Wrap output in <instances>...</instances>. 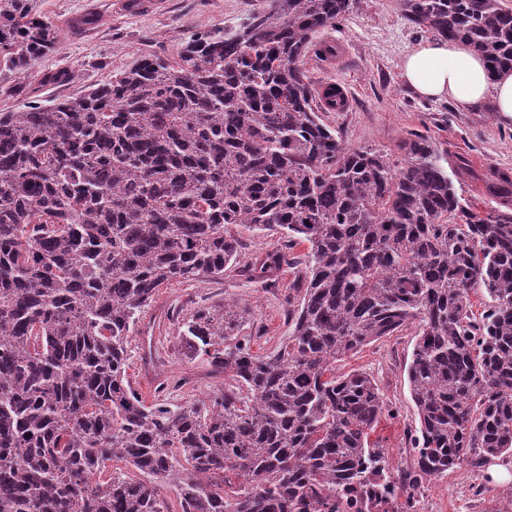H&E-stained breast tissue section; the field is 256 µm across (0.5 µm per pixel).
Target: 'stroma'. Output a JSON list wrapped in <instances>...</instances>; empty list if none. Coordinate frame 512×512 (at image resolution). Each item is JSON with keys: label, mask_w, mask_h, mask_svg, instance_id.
<instances>
[{"label": "stroma", "mask_w": 512, "mask_h": 512, "mask_svg": "<svg viewBox=\"0 0 512 512\" xmlns=\"http://www.w3.org/2000/svg\"><path fill=\"white\" fill-rule=\"evenodd\" d=\"M260 0H149L133 12L125 0H36L38 15L58 31L54 47L29 66L12 72L0 64V112L17 110L32 99L78 97L89 86L148 54L178 61L183 45L200 30L216 33L233 29ZM397 8V0H355L349 14L336 25L315 33L314 43L340 40L349 55L338 65L309 56L302 69L313 86L341 83L351 95L344 112H326L322 119L352 148H367L389 162L401 160V140L422 135L448 152L449 160L463 157L470 172L455 180L459 196L485 211L497 207L480 179L488 168L512 173V120L494 112H462L445 101L418 97L401 78V60L416 44L430 40ZM275 280L262 284L240 276L236 268L222 279L174 281L156 292L129 338L128 379L145 403L166 396L174 405L209 401L223 391V375L213 372L205 356L188 353L179 325L169 322L168 311L192 310L235 298L249 303L252 315L242 335L251 337L256 354L271 352L288 333L283 300L294 273L281 267ZM413 348L411 332L387 338L337 361V373L354 370L371 374L397 413L383 416L369 440L385 451L386 468L395 474L414 465L415 454L407 432L415 428V407L407 380ZM173 386L161 390L160 385ZM511 466L508 456H491L483 467L466 464L447 476L424 484L416 495V512H512V481L493 483L487 469ZM484 486L475 495V486Z\"/></svg>", "instance_id": "35a3bbf8"}]
</instances>
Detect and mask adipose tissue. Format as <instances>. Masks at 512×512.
<instances>
[{
    "mask_svg": "<svg viewBox=\"0 0 512 512\" xmlns=\"http://www.w3.org/2000/svg\"><path fill=\"white\" fill-rule=\"evenodd\" d=\"M401 75L421 97L446 100L469 112L492 104L512 118V70L489 73L484 58L460 41L428 40L404 57Z\"/></svg>",
    "mask_w": 512,
    "mask_h": 512,
    "instance_id": "1",
    "label": "adipose tissue"
}]
</instances>
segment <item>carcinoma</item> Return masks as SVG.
Here are the masks:
<instances>
[{
  "label": "carcinoma",
  "mask_w": 512,
  "mask_h": 512,
  "mask_svg": "<svg viewBox=\"0 0 512 512\" xmlns=\"http://www.w3.org/2000/svg\"><path fill=\"white\" fill-rule=\"evenodd\" d=\"M399 2L512 69L502 0ZM352 5L267 0L192 35L178 63L148 54L76 98L0 112V512H415L431 478L512 456V175L489 169L502 208L483 212L429 141L403 140L392 165L322 121L298 62ZM34 8L0 0L10 69L57 40ZM231 224L309 244L248 268L295 269L288 336L257 356L239 335L250 304L173 311L230 382L208 404L147 405L128 338L158 288L237 263ZM409 329L416 464L394 475L369 442L391 405L336 361Z\"/></svg>",
  "instance_id": "carcinoma-1"
}]
</instances>
